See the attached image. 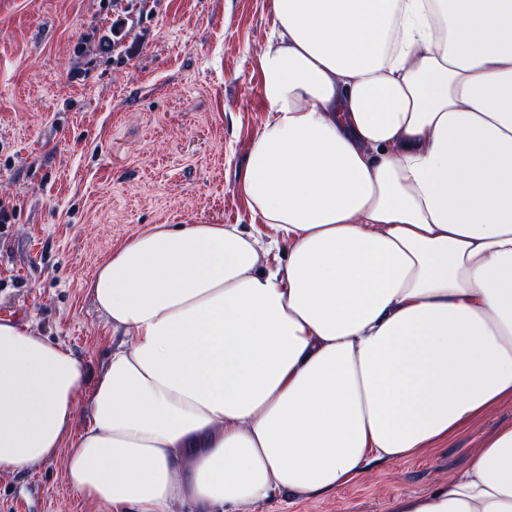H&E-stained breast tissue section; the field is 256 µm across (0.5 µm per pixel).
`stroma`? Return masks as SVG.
Returning a JSON list of instances; mask_svg holds the SVG:
<instances>
[{
  "label": "stroma",
  "instance_id": "stroma-1",
  "mask_svg": "<svg viewBox=\"0 0 512 512\" xmlns=\"http://www.w3.org/2000/svg\"><path fill=\"white\" fill-rule=\"evenodd\" d=\"M273 29L272 0H0V319L98 373L110 342L87 288L115 249L157 224H252L240 181ZM511 423L506 403L437 451L270 512H390ZM66 458L0 473V512H100Z\"/></svg>",
  "mask_w": 512,
  "mask_h": 512
}]
</instances>
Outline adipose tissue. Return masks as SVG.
I'll return each mask as SVG.
<instances>
[{
  "instance_id": "adipose-tissue-1",
  "label": "adipose tissue",
  "mask_w": 512,
  "mask_h": 512,
  "mask_svg": "<svg viewBox=\"0 0 512 512\" xmlns=\"http://www.w3.org/2000/svg\"><path fill=\"white\" fill-rule=\"evenodd\" d=\"M272 11L240 183L272 237L127 240L88 286L112 342L93 378L0 319V472L66 448L103 512H262L512 402V0ZM391 512H512V425Z\"/></svg>"
}]
</instances>
